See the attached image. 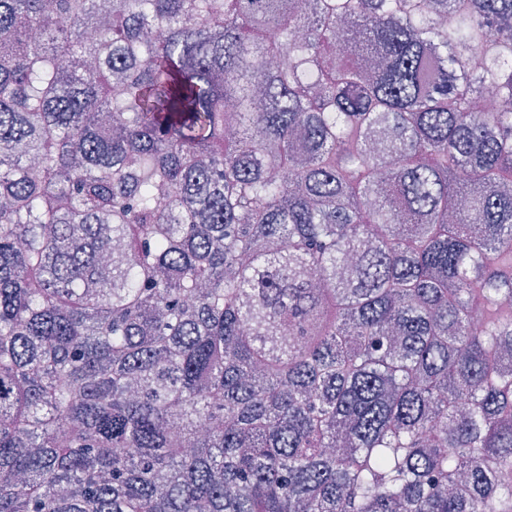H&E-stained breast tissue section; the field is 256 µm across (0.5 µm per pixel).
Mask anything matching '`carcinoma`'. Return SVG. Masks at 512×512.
I'll list each match as a JSON object with an SVG mask.
<instances>
[{
    "label": "carcinoma",
    "mask_w": 512,
    "mask_h": 512,
    "mask_svg": "<svg viewBox=\"0 0 512 512\" xmlns=\"http://www.w3.org/2000/svg\"><path fill=\"white\" fill-rule=\"evenodd\" d=\"M511 353L512 0H0V512H512Z\"/></svg>",
    "instance_id": "carcinoma-1"
}]
</instances>
